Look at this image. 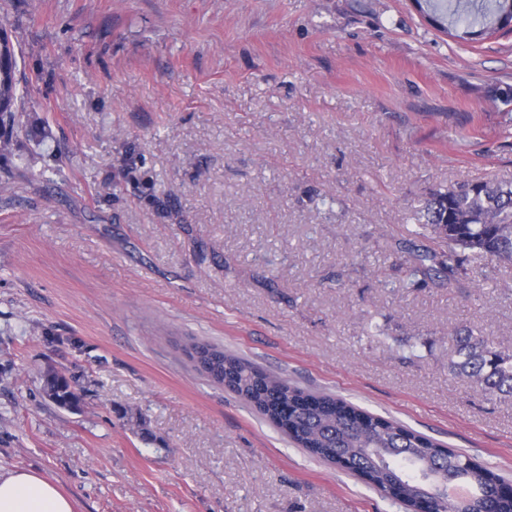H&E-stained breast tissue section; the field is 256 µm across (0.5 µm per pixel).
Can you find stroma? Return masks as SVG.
<instances>
[{
  "mask_svg": "<svg viewBox=\"0 0 512 512\" xmlns=\"http://www.w3.org/2000/svg\"><path fill=\"white\" fill-rule=\"evenodd\" d=\"M0 25L46 129L0 156L1 471L77 512H404L196 371V337L512 482V398L448 371L454 328L512 347V264L412 288L396 247L431 191L512 180V31L423 0H0ZM41 381L43 396L48 397V401L60 408H79L82 386L76 376L48 369L41 375Z\"/></svg>",
  "mask_w": 512,
  "mask_h": 512,
  "instance_id": "35a3bbf8",
  "label": "stroma"
}]
</instances>
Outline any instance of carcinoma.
<instances>
[{"label":"carcinoma","instance_id":"cac0c4a2","mask_svg":"<svg viewBox=\"0 0 512 512\" xmlns=\"http://www.w3.org/2000/svg\"><path fill=\"white\" fill-rule=\"evenodd\" d=\"M433 13L449 14V25L485 33L490 22L512 13V0H435ZM17 57L9 37L0 38V148L12 138L36 140L45 129L27 124L13 109L17 99ZM434 246L411 240L398 243L409 255L413 284L440 281L456 288L468 277L465 253L490 262L512 263V182H463L429 194L419 209ZM453 376L474 384L492 398H512V350L488 336L456 331ZM226 388L284 432L311 456L362 477L384 498L406 512H425L429 490L440 481V465L472 488L464 501L443 500L436 512H512V496L500 492L503 483L487 468L462 453L443 447L425 435L374 416L346 400L309 392L277 379L237 357L224 355ZM43 396L70 409L82 402V386L74 375L49 369L41 375Z\"/></svg>","mask_w":512,"mask_h":512}]
</instances>
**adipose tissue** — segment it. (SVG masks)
I'll return each mask as SVG.
<instances>
[{
  "label": "adipose tissue",
  "instance_id": "adipose-tissue-1",
  "mask_svg": "<svg viewBox=\"0 0 512 512\" xmlns=\"http://www.w3.org/2000/svg\"><path fill=\"white\" fill-rule=\"evenodd\" d=\"M0 512H76L74 500L37 472L0 473Z\"/></svg>",
  "mask_w": 512,
  "mask_h": 512
}]
</instances>
